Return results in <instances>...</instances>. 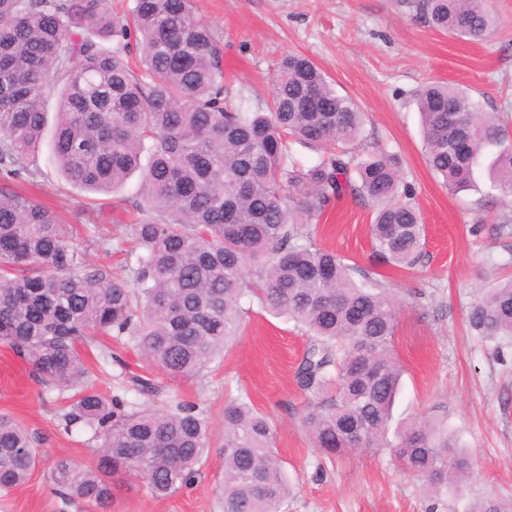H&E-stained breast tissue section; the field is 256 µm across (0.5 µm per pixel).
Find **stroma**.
<instances>
[{"label":"stroma","instance_id":"obj_1","mask_svg":"<svg viewBox=\"0 0 512 512\" xmlns=\"http://www.w3.org/2000/svg\"><path fill=\"white\" fill-rule=\"evenodd\" d=\"M487 5L497 27L484 39L467 40L432 28L409 0H193L224 49L233 104L248 109L266 103L278 63L301 54L324 71L338 94L360 105L368 145L402 158L426 226L423 266L374 265L372 209L350 197L331 206L314 240L349 265L377 268L399 308L395 347L404 374L389 444L404 422L444 418L472 457L469 491L461 498L427 496L388 447L350 455L316 475L319 452L301 423L306 399L295 378L306 338L293 323L255 306L207 376L168 383L169 394L202 402L209 411V451L195 483L154 499L131 476L108 512H221L224 403L240 390L274 424L279 458L297 486L288 512H468L469 503L488 494L512 498V341H486L468 324L478 290L512 273V231L498 230L501 215L512 214V195L497 190L483 169L470 190L450 193L426 164L415 103L423 86L446 82L467 89L485 111L512 118V0ZM48 155L41 148L43 173L25 191L72 226V242L88 268L134 264L130 246L108 255L88 246L84 227L99 224L110 236H125L124 199L137 191V179L118 194L91 197L47 165ZM117 349L115 339L101 335L80 350L96 389L108 397L124 379L100 355ZM72 397V391L38 383L25 362L0 344V415L35 432L43 452L30 479L0 498V512H98L82 502L63 504L51 480L57 459L87 465L96 458L89 433L62 429Z\"/></svg>","mask_w":512,"mask_h":512}]
</instances>
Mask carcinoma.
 <instances>
[{
  "instance_id": "obj_1",
  "label": "carcinoma",
  "mask_w": 512,
  "mask_h": 512,
  "mask_svg": "<svg viewBox=\"0 0 512 512\" xmlns=\"http://www.w3.org/2000/svg\"><path fill=\"white\" fill-rule=\"evenodd\" d=\"M486 0H415L436 29L479 39L495 20ZM266 108L232 105L224 60L192 0H0V343L45 387L76 389L63 430L92 433L97 461L55 462L61 500L102 510L135 475L167 498L192 485L208 451L206 408L127 398L156 397L154 379L129 376L107 399L85 385L80 344L108 335L134 348L171 380L200 377L236 337L245 303L288 318L309 337L296 370L310 398L303 423L322 460L380 448L403 366L395 350L398 310L373 277L311 241L310 226L345 196L374 208L373 258L412 268L425 256L426 228L401 158L360 152L364 113L336 93L308 58L279 63ZM426 163L455 192L487 166L512 193V128L467 91L431 84L416 97ZM65 181L109 193L138 176L128 225L137 252L118 278L86 268L67 225L33 197L4 186L34 180L40 143ZM313 145L305 166L289 140ZM87 241L106 254L98 226ZM469 325L488 340L512 339V278L473 304ZM268 415L245 393L224 404L222 512H286L295 488L274 449ZM394 457L427 493L461 494L470 454L440 420L411 421ZM40 460L38 440L0 417V494L23 485ZM469 512H512L488 497Z\"/></svg>"
}]
</instances>
